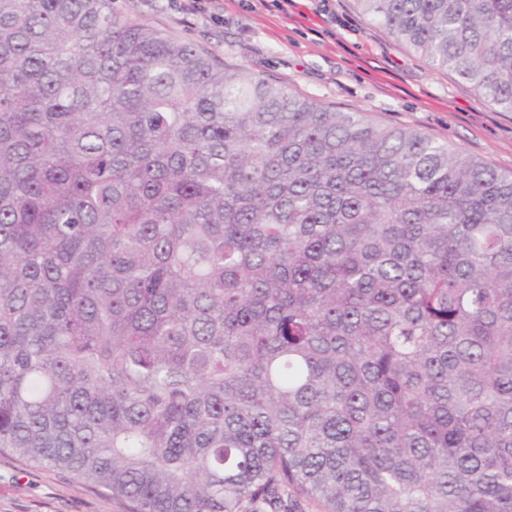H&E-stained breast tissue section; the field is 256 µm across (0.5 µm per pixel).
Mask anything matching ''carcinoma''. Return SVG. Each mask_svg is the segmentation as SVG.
<instances>
[{
	"label": "carcinoma",
	"instance_id": "cac0c4a2",
	"mask_svg": "<svg viewBox=\"0 0 512 512\" xmlns=\"http://www.w3.org/2000/svg\"><path fill=\"white\" fill-rule=\"evenodd\" d=\"M355 5L512 112V0ZM0 450L132 512H512V172L0 0Z\"/></svg>",
	"mask_w": 512,
	"mask_h": 512
}]
</instances>
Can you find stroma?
<instances>
[{
    "label": "stroma",
    "instance_id": "1",
    "mask_svg": "<svg viewBox=\"0 0 512 512\" xmlns=\"http://www.w3.org/2000/svg\"><path fill=\"white\" fill-rule=\"evenodd\" d=\"M115 13L338 110L411 127L512 171V112L477 98L367 21L354 0H112ZM0 512H131L67 472L0 453Z\"/></svg>",
    "mask_w": 512,
    "mask_h": 512
}]
</instances>
